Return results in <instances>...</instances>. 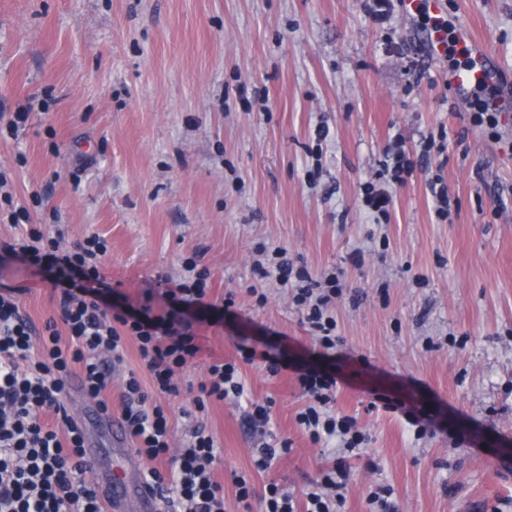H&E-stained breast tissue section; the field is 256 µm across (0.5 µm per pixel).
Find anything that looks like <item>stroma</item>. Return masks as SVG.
Wrapping results in <instances>:
<instances>
[{
	"label": "stroma",
	"instance_id": "obj_1",
	"mask_svg": "<svg viewBox=\"0 0 512 512\" xmlns=\"http://www.w3.org/2000/svg\"><path fill=\"white\" fill-rule=\"evenodd\" d=\"M377 2L0 0V100L30 113L18 141H0V173L20 201L39 195L32 223L66 246L105 238L103 273L130 300L176 281L193 252L212 298L235 295L240 323L200 329L170 401L175 445L201 423L220 446L228 512H243L236 477L298 496L335 458L297 426L304 399L291 372L243 366L238 403L194 409L207 365L236 357L239 336L282 333L292 359L314 349L286 290L269 289L262 306L247 290L259 241L311 271L344 272L336 354L357 376L336 407L369 436L366 452L345 457L344 512H369L378 484L391 488L392 512H512V120L496 134L474 122L472 96L449 82L455 56L431 48L425 11ZM444 2L448 42L469 29L512 100V0ZM396 135L422 162L379 224L361 188ZM437 174L459 202L448 222L432 210ZM22 234L0 223V287L21 289L39 330L59 297L9 254ZM377 392L429 400L434 431L415 436L374 406ZM268 399L272 431L291 449L260 473L252 451L266 436L245 411Z\"/></svg>",
	"mask_w": 512,
	"mask_h": 512
}]
</instances>
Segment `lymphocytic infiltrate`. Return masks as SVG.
Segmentation results:
<instances>
[{"label":"lymphocytic infiltrate","mask_w":512,"mask_h":512,"mask_svg":"<svg viewBox=\"0 0 512 512\" xmlns=\"http://www.w3.org/2000/svg\"><path fill=\"white\" fill-rule=\"evenodd\" d=\"M414 162L401 142L386 149L375 181L362 189V205L373 216L389 220L393 198L378 180L404 184ZM9 221L24 225L18 254L46 274L60 295L58 319L35 331L22 313L18 289H0V512H105L83 459L85 435L67 408L68 383L79 375L82 391L104 415H111L112 378L135 347L140 368L124 374L121 420L135 453L151 461L147 484L155 486L165 512H224V485L215 477L222 450L205 427L192 430L181 448L171 446L170 417L163 401L178 396L179 372L198 351V327H235L239 315L233 295L211 301L210 271L196 256L182 260L184 276L146 293L132 303L112 288L100 272L108 247L93 235L62 248L58 239L31 223L21 206ZM249 292L265 304L266 285L289 291L318 350L290 363L284 357L285 336L264 331L261 346L238 344L240 362L208 365L194 399L197 410L208 404L241 398L245 386L240 363L256 364L270 376L292 370L306 398L296 422L312 443L335 442L352 452L368 438L355 420L334 408L345 374L335 355L336 299L344 288L342 270L319 273L289 258L286 249L257 243ZM349 480L344 459L334 461L313 482L303 499L268 484L263 512H339Z\"/></svg>","instance_id":"lymphocytic-infiltrate-1"}]
</instances>
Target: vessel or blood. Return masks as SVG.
<instances>
[{
  "instance_id": "b4317fda",
  "label": "vessel or blood",
  "mask_w": 512,
  "mask_h": 512,
  "mask_svg": "<svg viewBox=\"0 0 512 512\" xmlns=\"http://www.w3.org/2000/svg\"><path fill=\"white\" fill-rule=\"evenodd\" d=\"M460 43L470 48L473 58L450 74V82L463 93L491 84L495 74L482 46L471 42L465 31L460 34ZM106 426L119 463L109 470L93 469V484L107 496L110 512H158L157 493L141 480L139 459L129 446L121 421L111 419Z\"/></svg>"
}]
</instances>
